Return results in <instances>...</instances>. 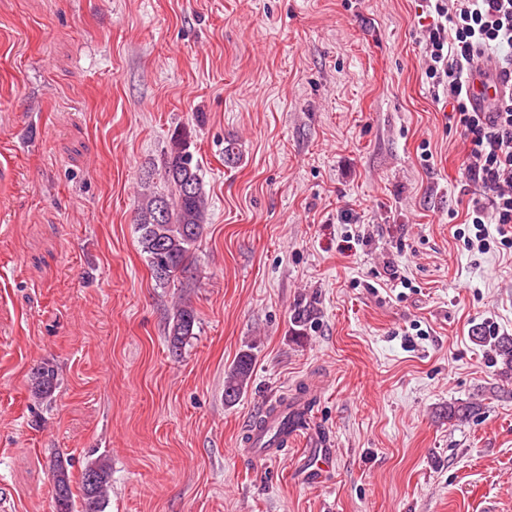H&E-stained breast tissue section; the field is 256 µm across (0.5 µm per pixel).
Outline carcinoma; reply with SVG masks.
Returning <instances> with one entry per match:
<instances>
[{
    "label": "carcinoma",
    "mask_w": 512,
    "mask_h": 512,
    "mask_svg": "<svg viewBox=\"0 0 512 512\" xmlns=\"http://www.w3.org/2000/svg\"><path fill=\"white\" fill-rule=\"evenodd\" d=\"M162 178L169 185V193L145 188L137 205L136 226L139 244L156 286L166 288L177 274L191 272V252L203 236L207 224L208 198L203 188L199 162L194 160L187 136L177 134L171 141L164 159ZM197 313L194 307L181 300L173 307L165 327L166 343L171 354L178 356L187 339L194 335ZM479 343L491 342L492 362L500 365L501 381L512 382V336L488 338L481 328L472 331ZM254 369L251 350L242 351L224 380V400L236 402L247 388ZM58 386V372L45 362L33 373L32 395L47 399ZM309 405L288 404L281 419L288 427H297L305 421ZM480 406L474 402L448 405V422H464L478 414ZM68 460L56 456L50 461L55 512H105L108 505L111 466L100 458L90 462L81 474L80 495L72 491V474Z\"/></svg>",
    "instance_id": "obj_1"
}]
</instances>
